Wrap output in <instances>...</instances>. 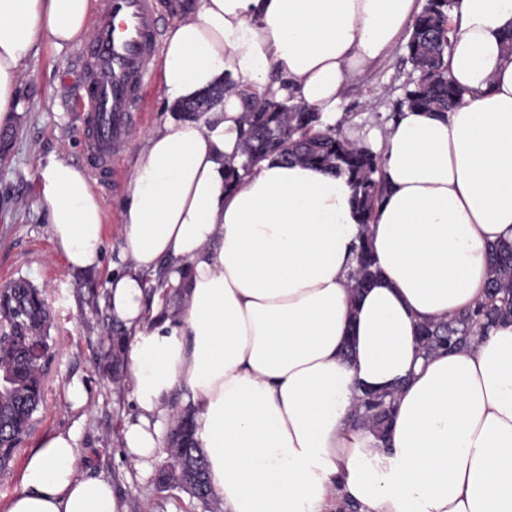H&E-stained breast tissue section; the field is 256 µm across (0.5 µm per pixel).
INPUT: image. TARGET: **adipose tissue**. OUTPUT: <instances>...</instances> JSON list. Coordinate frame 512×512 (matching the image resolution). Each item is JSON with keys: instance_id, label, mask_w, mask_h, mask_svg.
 <instances>
[{"instance_id": "ef3b65f1", "label": "adipose tissue", "mask_w": 512, "mask_h": 512, "mask_svg": "<svg viewBox=\"0 0 512 512\" xmlns=\"http://www.w3.org/2000/svg\"><path fill=\"white\" fill-rule=\"evenodd\" d=\"M93 0H0V124L24 110L40 45L91 33ZM159 61L166 117L141 139L124 186L123 267L106 302L130 336L136 414L122 432L150 471L180 395L221 512H512V320L423 357L418 326L475 306L491 245L512 244V0H460L448 115L404 110L375 146L386 197L363 225L348 176L260 159L239 166L243 97L302 103L324 124L345 87L395 48L419 0H176ZM197 119L180 106L224 80ZM52 238L74 270L98 265L104 211L83 169L37 170ZM378 277L353 294L361 236ZM179 291L151 324L146 279ZM395 390L386 438L354 421L367 390ZM78 429L27 456L7 512H125L80 475Z\"/></svg>"}]
</instances>
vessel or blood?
<instances>
[{"instance_id":"b4317fda","label":"vessel or blood","mask_w":512,"mask_h":512,"mask_svg":"<svg viewBox=\"0 0 512 512\" xmlns=\"http://www.w3.org/2000/svg\"><path fill=\"white\" fill-rule=\"evenodd\" d=\"M159 0H98L94 33L82 49L86 86L85 163L111 183L115 163L142 117L144 83L160 50Z\"/></svg>"}]
</instances>
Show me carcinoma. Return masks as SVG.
I'll return each mask as SVG.
<instances>
[{"instance_id":"carcinoma-1","label":"carcinoma","mask_w":512,"mask_h":512,"mask_svg":"<svg viewBox=\"0 0 512 512\" xmlns=\"http://www.w3.org/2000/svg\"><path fill=\"white\" fill-rule=\"evenodd\" d=\"M459 0H426L414 19L407 43L408 59L416 76L404 87L395 112L386 120H396L403 108L446 115L463 99L448 74V17ZM240 169H229L225 185L240 178L256 161L269 155L298 160L325 170L344 174L354 183L355 203L363 223L373 222L382 203L386 185L378 153L358 144L343 133L342 122L324 131L320 116L288 102L272 104L264 98L250 101L245 113ZM490 277L484 300L448 320L429 321L419 326L420 348L430 356L448 351L485 336L498 322L512 319V244L501 243L490 251ZM351 274L350 288L359 293L370 286L377 274L373 253L362 240ZM43 291L25 279H18L0 291V472L8 469L23 436L31 427L34 413L43 405V369L26 362L29 345L49 344L50 313ZM395 391L378 392L358 399L354 416L384 438L392 416ZM170 464L187 485L206 475L203 449L195 444L194 430L187 413L178 415L169 435Z\"/></svg>"}]
</instances>
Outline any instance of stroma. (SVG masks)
<instances>
[{
    "label": "stroma",
    "instance_id": "1",
    "mask_svg": "<svg viewBox=\"0 0 512 512\" xmlns=\"http://www.w3.org/2000/svg\"><path fill=\"white\" fill-rule=\"evenodd\" d=\"M81 46L39 47L24 74L25 110L16 124L0 127L6 159L0 163V288L23 278L43 290L52 314L48 358L44 365L45 403L33 416L10 470L0 474V512L21 488L25 457L43 438L72 428L80 432V472L111 482L127 512H204L200 501L178 485L158 486L154 475H141L122 445V429L134 413L125 361L106 370L94 353L116 335L104 299L113 265L120 262L122 187L97 188L105 219V246L98 266L70 269L52 240L47 212L39 200L36 170L49 156L60 155L83 164L82 136L85 92L81 83ZM405 45L377 64L346 91L343 129L366 138L379 130L378 114L390 113L403 85L413 78ZM144 117L135 127L117 162L127 178L138 137L164 117L158 71H150ZM80 382L85 406L76 408L67 389Z\"/></svg>",
    "mask_w": 512,
    "mask_h": 512
}]
</instances>
